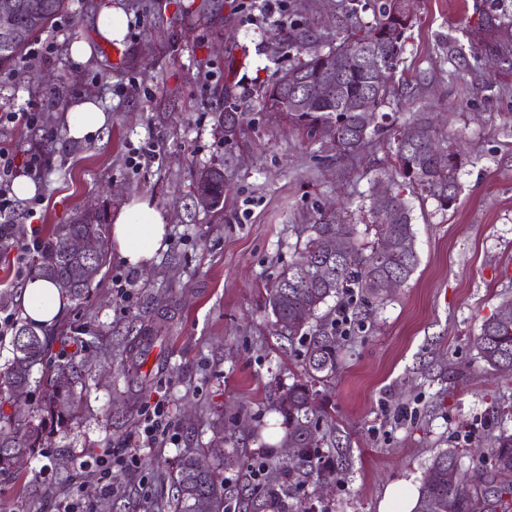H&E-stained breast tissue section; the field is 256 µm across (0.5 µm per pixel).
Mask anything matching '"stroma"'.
Masks as SVG:
<instances>
[{"label": "stroma", "instance_id": "1", "mask_svg": "<svg viewBox=\"0 0 512 512\" xmlns=\"http://www.w3.org/2000/svg\"><path fill=\"white\" fill-rule=\"evenodd\" d=\"M240 0H69L45 32L46 58L18 57L0 70V110L32 105L36 127L0 126V143L46 166L35 179L43 203L12 215L14 240L0 243V291L20 315L24 279L16 275V245L30 224L51 236L76 210L105 204L114 212L133 197L167 214V249L147 269H128L109 253L87 302L66 305L48 332L43 366L34 371L28 410L41 401L44 372L70 358L68 339L88 345L91 365L78 390L75 418L52 426L45 445L21 473L0 483V512H62L73 488L92 487L78 463L137 435L147 402L169 399L176 427L166 447L138 449L139 462L114 468L111 496L92 512H170L165 465L186 452L206 453L227 437L239 463L222 476L261 493L251 463L285 459L286 428L273 401L301 373V359L278 335L265 309L268 288L295 257L294 246L319 214L338 209L352 223L371 218L368 197L389 165L388 136L379 134L352 157L329 141H312L268 111L260 92L297 62L283 41L287 26L310 30L322 51L336 45L340 0H284L282 21L253 17ZM127 17L125 57L113 64L95 20L101 7ZM498 0H410L414 14L387 107L388 129L417 112L465 154L454 207L409 197L419 264L382 304H355L341 342L336 376L323 393L347 445L351 464L332 483L310 481L299 500L318 512H381L387 490L405 483L417 492L438 452L469 456L488 447L499 428L512 429V378L486 373L474 338L482 321L512 303V69L475 61L449 41L477 29ZM90 45L73 62L70 46ZM98 101L107 122L94 136L69 137L65 115L78 100ZM242 114L243 133L224 137V102ZM158 144L150 166L127 163L131 149ZM222 166L224 205L198 208L192 196L199 170ZM131 272L122 297L113 274ZM161 323L157 351L141 362L147 387L130 381L126 348L140 328Z\"/></svg>", "mask_w": 512, "mask_h": 512}]
</instances>
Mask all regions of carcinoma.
I'll return each mask as SVG.
<instances>
[{
  "instance_id": "obj_1",
  "label": "carcinoma",
  "mask_w": 512,
  "mask_h": 512,
  "mask_svg": "<svg viewBox=\"0 0 512 512\" xmlns=\"http://www.w3.org/2000/svg\"><path fill=\"white\" fill-rule=\"evenodd\" d=\"M367 4L351 0L344 18L357 19L358 9ZM67 7V0H45V9L36 21L19 18L24 37L16 48L0 52V69L10 68L26 51L34 38L48 29ZM373 23L360 34L350 29L336 44V76L345 80L347 93L370 101L367 112H349L336 100L332 78L325 76L320 66L318 49L305 32H288V46L306 56L288 69L297 81L313 80L322 86V96L306 112H287L288 121L309 137L323 139L326 129L336 131V154L348 157L359 153L381 128L380 108L388 104L393 93L397 63L403 54L406 33L412 27L413 16L406 15L399 0H373L370 5ZM485 53L498 56V64L512 67V15L487 13L480 21ZM416 136L411 141L400 137V131L389 134L392 164L381 177L392 185L384 204L390 210L392 222L370 224L374 240H363L355 225L344 218L320 216L307 226L305 239L296 243L297 257L280 273L268 290L266 306L275 321L284 324L288 342L299 341L302 352V372L277 397V407L287 428L286 437L298 448V463L293 468L271 466L266 476V490L255 498L245 494V488H230L220 481L216 470L202 471L198 457L183 454L168 466L166 477L171 489V512H229V502L236 500L238 508L249 512H301L293 502L298 485L314 479L331 483L349 464L346 453L336 444V425L324 405H316L319 384L330 381L339 364V339L344 337L336 321H322L311 333L304 326L293 324V318L303 313L312 319L318 311L336 300V304L352 306L358 297L367 304L386 298L384 282L395 277L399 284L408 281L418 265L416 235L412 210L405 191L431 198L437 207H452L460 193L459 173L464 157L454 146L439 138L429 118L418 114L412 121ZM83 234L94 238L100 254L96 263L86 265L77 257L65 256L67 239ZM329 263V278L318 279L310 270L312 260ZM108 260V229L106 224H86L78 212L69 224L52 235L47 245L31 263L30 272L50 280L67 301L81 303ZM157 330L151 326L143 331L129 351L133 352L127 373L136 377L141 387L146 381L139 375L138 359L154 348ZM476 347L486 369L512 374V315L495 314L483 321L475 338ZM12 358L0 368V389L9 392L14 402L30 384L34 368L41 364L47 346V336L33 327L16 328L11 341ZM84 365L71 361L57 366L43 378L45 396L41 411L46 417L39 422L15 416L8 425L0 426V479L14 476L20 461L33 456L43 447L47 421L65 422L72 418L78 406L76 381ZM475 484L468 498L456 495L449 471ZM512 477V430L499 429L490 440L487 454L472 458L462 469L461 456L449 449L437 454L421 479L413 512H486V509L512 512V503L505 495L512 487L502 481Z\"/></svg>"
}]
</instances>
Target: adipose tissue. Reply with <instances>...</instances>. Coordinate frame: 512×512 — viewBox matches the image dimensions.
<instances>
[{"mask_svg":"<svg viewBox=\"0 0 512 512\" xmlns=\"http://www.w3.org/2000/svg\"><path fill=\"white\" fill-rule=\"evenodd\" d=\"M110 238L121 260L130 267L147 266L167 247V216L149 201L134 198L112 217ZM24 316L40 326L53 323L63 302L59 289L42 278L28 279L21 296Z\"/></svg>","mask_w":512,"mask_h":512,"instance_id":"adipose-tissue-1","label":"adipose tissue"}]
</instances>
